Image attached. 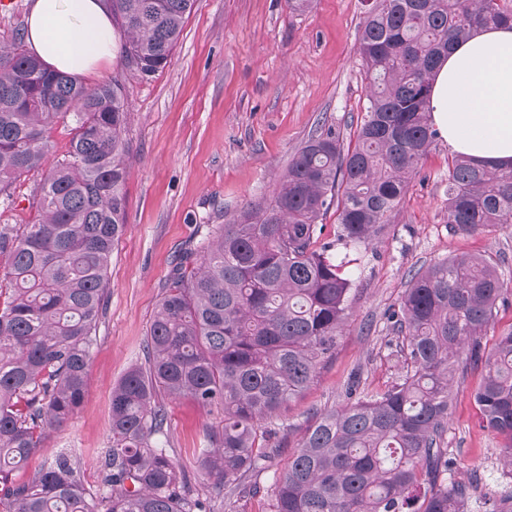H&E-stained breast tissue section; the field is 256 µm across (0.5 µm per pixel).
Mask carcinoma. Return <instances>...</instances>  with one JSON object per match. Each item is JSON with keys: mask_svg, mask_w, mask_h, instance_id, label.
<instances>
[{"mask_svg": "<svg viewBox=\"0 0 512 512\" xmlns=\"http://www.w3.org/2000/svg\"><path fill=\"white\" fill-rule=\"evenodd\" d=\"M194 0H112L124 69L163 70ZM489 24L512 25V0H373L358 31L370 76L356 144L329 127L288 163L273 198L177 256L143 345L147 367L112 388L105 491L88 490L76 457L54 455L31 477L14 473L63 428L83 401L87 368L110 292L108 270L127 224L122 81L87 87L30 53L24 31L0 41V197L41 175L37 222L0 228V512H211L191 471L161 438L168 408L189 397L221 416L206 429L194 471L233 495L268 467L274 418L314 381L347 318L348 261L320 242L319 218L338 213V240L377 236L437 138L431 76L450 49ZM74 124L68 157L48 163L49 128ZM448 226L471 235L512 224V170L465 156L448 166ZM507 283L484 260L456 254L412 279L390 314L404 333L407 369L382 394L315 414L274 483L270 512H469L472 485L448 480L452 371L479 360ZM475 391L487 428L502 436L512 469V327L485 359ZM512 512V486L484 499Z\"/></svg>", "mask_w": 512, "mask_h": 512, "instance_id": "carcinoma-1", "label": "carcinoma"}]
</instances>
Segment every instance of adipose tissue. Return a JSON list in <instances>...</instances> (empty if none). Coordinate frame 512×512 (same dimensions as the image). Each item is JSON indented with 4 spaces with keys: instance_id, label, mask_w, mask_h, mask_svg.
<instances>
[{
    "instance_id": "adipose-tissue-1",
    "label": "adipose tissue",
    "mask_w": 512,
    "mask_h": 512,
    "mask_svg": "<svg viewBox=\"0 0 512 512\" xmlns=\"http://www.w3.org/2000/svg\"><path fill=\"white\" fill-rule=\"evenodd\" d=\"M27 48L76 78L96 74L115 56L107 0H35ZM433 124L452 153L489 169H512V27L488 25L450 51L434 73Z\"/></svg>"
}]
</instances>
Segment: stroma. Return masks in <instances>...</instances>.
<instances>
[{"mask_svg":"<svg viewBox=\"0 0 512 512\" xmlns=\"http://www.w3.org/2000/svg\"><path fill=\"white\" fill-rule=\"evenodd\" d=\"M364 12L363 0H312L303 12L291 11L287 0H195L163 71L143 78L116 61L86 78L93 86L116 76L125 87L131 109L127 224L112 251L110 293L84 401L19 478L71 451L82 458L85 486L98 489L101 455L110 445L112 389L144 361V339L179 250L200 242L209 226L232 221L247 202L270 199L290 158L311 136L331 127L344 146L354 145L369 91L357 44ZM452 158L444 139H436L389 224L369 245L345 249L336 239V211L321 217L322 241L352 260L348 317L335 354L281 410L272 467L245 477L254 494L230 498L196 477L194 486L213 512H267L273 483L312 425L313 412L345 406L348 389L377 394L399 381L402 336L390 314L414 273L459 253L480 257L509 287L480 339L482 355L512 327V224L470 236L449 229L445 189ZM39 181L32 174L16 182L9 200L0 201V226L34 221ZM484 374L481 362L456 370L444 436L455 461L451 478L477 476L479 499L512 484L504 440L485 426L474 400ZM168 410L165 447L174 461L191 465L217 418L188 397L170 401Z\"/></svg>","mask_w":512,"mask_h":512,"instance_id":"1","label":"stroma"}]
</instances>
